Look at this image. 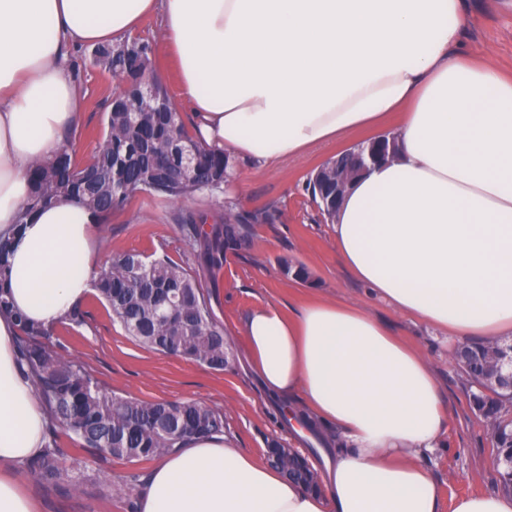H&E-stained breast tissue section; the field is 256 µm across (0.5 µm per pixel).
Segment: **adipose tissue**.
<instances>
[{"label":"adipose tissue","instance_id":"ef3b65f1","mask_svg":"<svg viewBox=\"0 0 512 512\" xmlns=\"http://www.w3.org/2000/svg\"><path fill=\"white\" fill-rule=\"evenodd\" d=\"M463 0H0V236L12 241L0 315V465L47 444L23 375L17 317L49 325L91 291L93 218L59 200L20 222L29 171L84 102L72 50L159 17L196 137L259 164L361 129L397 151L357 176L333 219L336 253L375 297L454 336L512 339V77L459 52ZM261 387L293 434L342 440L313 492L226 434L160 458L137 512H440L423 463L446 423L428 360L361 308L324 301L245 322ZM300 396L293 406L291 396Z\"/></svg>","mask_w":512,"mask_h":512}]
</instances>
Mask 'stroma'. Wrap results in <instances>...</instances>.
I'll return each mask as SVG.
<instances>
[{"mask_svg": "<svg viewBox=\"0 0 512 512\" xmlns=\"http://www.w3.org/2000/svg\"><path fill=\"white\" fill-rule=\"evenodd\" d=\"M464 10L467 25L462 53L512 74V8L503 6L501 0H464ZM72 64L85 109L71 133L76 150L84 157L102 134L114 84L107 73L84 66L80 52H73ZM367 138V133L357 132L344 141L313 147L302 157L266 165L238 159L234 169V181L240 187L234 198L238 210L264 208L274 211L277 218L274 223L257 225L252 246L228 257L219 276L212 306L230 334V369L214 371L143 347L112 321L102 304L90 298L84 302L85 324L58 329L49 344L62 355L80 360L110 392L142 400L201 402L223 414L224 432L237 448L261 457L268 442L276 439L318 465L322 462L320 443L313 438L293 442L285 420L267 399L247 361L245 322L250 312L269 303L289 313L317 299L363 308L420 349L433 368L447 423V444L428 455L425 463L441 488V512H451L458 496L501 490L495 468L498 451L482 417L470 404L464 378L453 360L459 340L373 297L342 264L332 225L321 218L305 190L307 179L319 165ZM224 199V194L205 192L175 204L144 194L114 214L108 224L96 227L99 252L106 259L134 251L148 258L164 253L174 261H187L190 245L178 212L202 211L217 218L224 214ZM284 258L303 264L310 281L302 283L282 274L279 262ZM59 446L66 455L79 456L85 470L111 490L102 494L90 487L76 495L64 486L38 482L27 468H19V477L40 512H136L138 488L127 484L126 478L132 474L146 477L151 463L83 450L66 436L60 437Z\"/></svg>", "mask_w": 512, "mask_h": 512, "instance_id": "obj_1", "label": "stroma"}]
</instances>
